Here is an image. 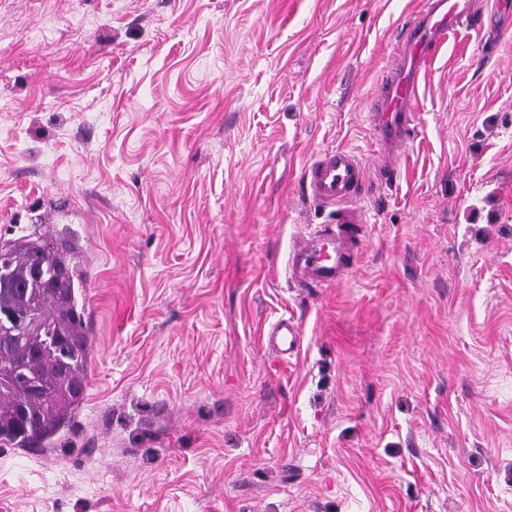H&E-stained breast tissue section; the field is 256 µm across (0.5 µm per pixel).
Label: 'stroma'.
I'll return each instance as SVG.
<instances>
[{"label":"stroma","mask_w":512,"mask_h":512,"mask_svg":"<svg viewBox=\"0 0 512 512\" xmlns=\"http://www.w3.org/2000/svg\"><path fill=\"white\" fill-rule=\"evenodd\" d=\"M421 2L0 0V237L75 235L94 342L0 512H512V30L449 35L348 273L286 269ZM301 333L299 325L288 317H281L274 322L268 332L269 343L281 354L292 356L297 352Z\"/></svg>","instance_id":"stroma-1"}]
</instances>
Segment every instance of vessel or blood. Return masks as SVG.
<instances>
[{
	"label": "vessel or blood",
	"mask_w": 512,
	"mask_h": 512,
	"mask_svg": "<svg viewBox=\"0 0 512 512\" xmlns=\"http://www.w3.org/2000/svg\"><path fill=\"white\" fill-rule=\"evenodd\" d=\"M474 0H424L397 34L394 56L369 105L368 121L384 151V165L394 168L414 129L420 77L430 66L448 35L479 22ZM311 197L339 210V230H318L302 236L290 251L287 267L291 279L314 287L331 286L353 257L352 225L366 221L356 200L368 176L365 163L352 151L337 149L313 161L303 173ZM270 344L281 354L297 352L300 328L282 317L268 332Z\"/></svg>",
	"instance_id": "obj_1"
}]
</instances>
